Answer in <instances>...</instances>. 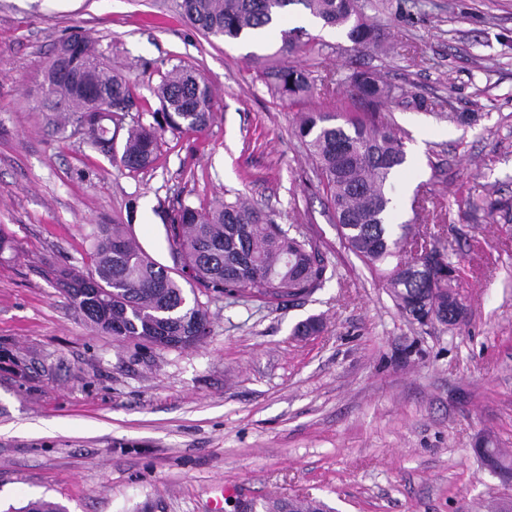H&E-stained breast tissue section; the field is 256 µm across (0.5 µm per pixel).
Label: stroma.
<instances>
[{"instance_id": "35a3bbf8", "label": "stroma", "mask_w": 512, "mask_h": 512, "mask_svg": "<svg viewBox=\"0 0 512 512\" xmlns=\"http://www.w3.org/2000/svg\"><path fill=\"white\" fill-rule=\"evenodd\" d=\"M380 33L364 50L330 28L293 59L311 95L267 86L261 46L203 36L181 0H0V512L45 499L66 512H224L320 497L337 512H483L512 497L480 437L512 449V0H362ZM78 34L131 85L126 129L152 124L173 65L210 85L203 132H162L131 171L38 109L54 48ZM395 87L381 111L423 143L395 183V223L441 240L464 272L454 327L405 318L343 245L297 135L308 112H358L349 77ZM242 194L326 258L314 294L280 304L198 289L211 332L195 347L123 341L80 320L57 269L89 268L97 225H130L172 266L164 220ZM486 210L474 212L470 199ZM319 332L296 335L307 318Z\"/></svg>"}]
</instances>
